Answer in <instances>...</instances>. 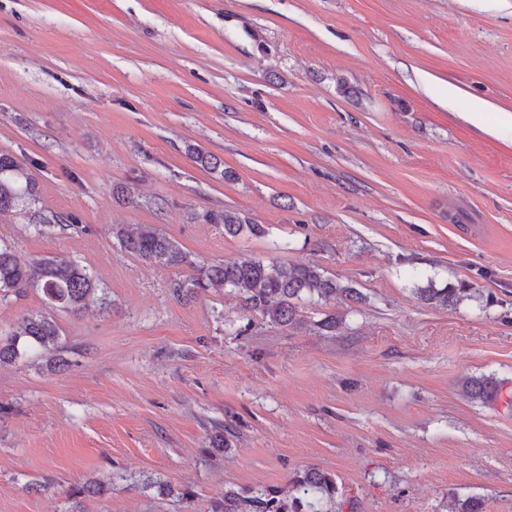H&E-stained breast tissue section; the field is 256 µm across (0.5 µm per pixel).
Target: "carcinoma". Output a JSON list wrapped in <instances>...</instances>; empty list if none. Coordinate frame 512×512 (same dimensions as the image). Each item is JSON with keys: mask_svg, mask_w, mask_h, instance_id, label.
I'll use <instances>...</instances> for the list:
<instances>
[{"mask_svg": "<svg viewBox=\"0 0 512 512\" xmlns=\"http://www.w3.org/2000/svg\"><path fill=\"white\" fill-rule=\"evenodd\" d=\"M190 158L201 167L219 170L222 161L216 156L187 146ZM38 188L23 163L0 153V217L23 210L36 201ZM211 224L224 225V234L237 236L247 230L255 236L265 234L233 210L211 211L204 215ZM121 248L131 256L149 263L180 268L187 265L193 274L175 284V291L190 297L215 285L224 286L241 298L245 310L255 312L278 326L296 328L303 323L296 302L328 304L341 298L357 299L359 292L327 277L320 268L309 263L277 265L257 258H240L232 262L197 264L189 259L178 244L151 225L137 232L112 229ZM31 290L42 293L51 307L74 313L85 311L98 291L97 283L86 268L59 258L47 256L21 259L9 246L0 245V300L24 296ZM420 297L444 307H457L468 297L467 289L422 288ZM59 330L55 321L43 314L23 317L16 328L0 336V365L14 364L28 355L43 350L49 354L58 348ZM466 392L474 399L493 397L498 390L490 377L469 378ZM106 484L90 481L72 493L71 512H80V498L99 495ZM339 493L336 478L316 468L295 473L283 487L258 491L226 489L224 497L212 501L209 512H336ZM452 512H483L484 501L476 496L461 498L451 494Z\"/></svg>", "mask_w": 512, "mask_h": 512, "instance_id": "carcinoma-1", "label": "carcinoma"}]
</instances>
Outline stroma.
I'll return each instance as SVG.
<instances>
[{"label": "stroma", "instance_id": "1", "mask_svg": "<svg viewBox=\"0 0 512 512\" xmlns=\"http://www.w3.org/2000/svg\"><path fill=\"white\" fill-rule=\"evenodd\" d=\"M505 109L512 0H0V152L38 186L0 245L77 262L109 301H0V336L49 315L68 362L0 366V512H70L93 480L109 487L84 512H205L308 468L335 477L342 512H450L455 494L512 512ZM224 208L264 235L205 223ZM52 213L80 230L36 223ZM116 224L201 263L310 262L364 299L303 306L295 329L222 287L186 300L189 269L130 256ZM461 282L454 309L417 294ZM483 375L497 398L464 393Z\"/></svg>", "mask_w": 512, "mask_h": 512}]
</instances>
